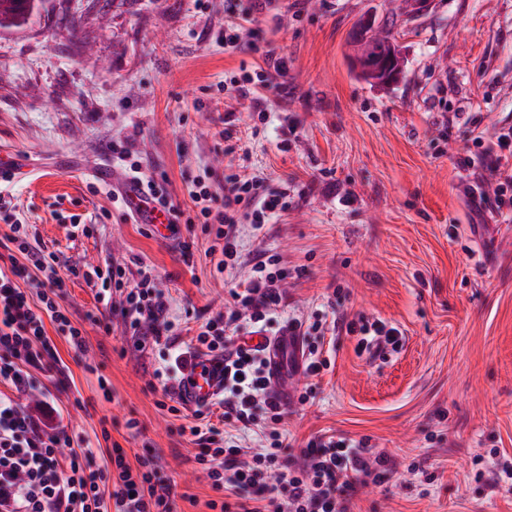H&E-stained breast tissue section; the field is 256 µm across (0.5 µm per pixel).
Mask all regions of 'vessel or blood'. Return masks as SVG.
<instances>
[{"label":"vessel or blood","instance_id":"vessel-or-blood-1","mask_svg":"<svg viewBox=\"0 0 512 512\" xmlns=\"http://www.w3.org/2000/svg\"><path fill=\"white\" fill-rule=\"evenodd\" d=\"M125 208L140 224L164 227L168 218L161 207L145 202L142 192L134 185H126L122 192ZM249 345L261 347L267 362L268 385L282 401L292 402L294 386L292 374L302 365V339L288 329L277 335L249 336ZM224 391V362L202 356L185 371L177 394L188 408H197L212 402Z\"/></svg>","mask_w":512,"mask_h":512}]
</instances>
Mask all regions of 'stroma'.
Wrapping results in <instances>:
<instances>
[{
  "instance_id": "1",
  "label": "stroma",
  "mask_w": 512,
  "mask_h": 512,
  "mask_svg": "<svg viewBox=\"0 0 512 512\" xmlns=\"http://www.w3.org/2000/svg\"><path fill=\"white\" fill-rule=\"evenodd\" d=\"M392 8L276 0L259 7L249 47L234 53L219 39L224 0H41L26 24L0 30V149L24 166L0 184V200L58 256L64 305L87 341L79 356L48 329L69 377L62 386L43 374V391L70 434L95 444L110 432L132 464L154 448L177 512H210L216 493L179 433L194 411L160 409L154 373L195 345L202 315L231 303L260 251L289 271L279 321L362 316L403 333L374 359L357 353L356 337L326 332L331 366L288 419L292 448L320 434L366 438L398 468L415 462L434 476L367 487L350 512H512V490L475 479L490 450L512 460V222L490 201L471 203L458 164L479 132L512 126V0H431L394 24L404 72L379 88L352 72L349 43L364 17L392 24ZM268 52L288 62L286 92L267 91L270 117L255 136L247 102L214 86ZM226 129L249 147L246 173L289 187L291 201L277 222L242 226L231 276L206 257L201 230L145 235L110 187L89 191L90 168L112 163L117 143L146 173L165 172L171 200L192 210L193 180L223 183L234 163ZM62 153L71 171L56 169ZM75 215L90 234L73 230ZM189 238L191 269L179 253ZM112 261L154 268L176 345L136 350L120 311L67 273Z\"/></svg>"
}]
</instances>
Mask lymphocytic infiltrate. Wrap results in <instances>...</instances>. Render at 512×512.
I'll return each mask as SVG.
<instances>
[{
  "label": "lymphocytic infiltrate",
  "mask_w": 512,
  "mask_h": 512,
  "mask_svg": "<svg viewBox=\"0 0 512 512\" xmlns=\"http://www.w3.org/2000/svg\"><path fill=\"white\" fill-rule=\"evenodd\" d=\"M283 58L266 54L263 67L230 77L222 89L247 99L270 86V74H285ZM474 156L461 159L463 168L480 167L496 182V201L503 220L512 221V128L493 137L477 138ZM112 151L126 164L131 179L148 200L167 209L174 223L201 224L213 234L208 257L218 270H233L242 257L239 227L261 229L289 208L288 194L269 187L259 177L237 173L224 177L222 188L198 179L191 198L194 213H187L168 197L162 181L145 175L134 153L122 146ZM0 222L7 224L8 243L14 254L0 264V378L11 394L0 393V512H174L173 486L162 474L157 455L131 467L121 446H113L105 463L97 449L75 445L48 401L26 411L22 400L38 389L37 373L50 370L65 375L46 322H54L67 343L85 352L82 323L71 320L63 305L66 284L58 276L55 253L32 247L28 234L12 208L0 205ZM71 275L100 281L108 294L122 298L125 331L139 350L175 334L167 316V298L152 267L142 266L136 281H129L121 264L71 268ZM288 272L279 255L267 251L253 258V276L244 291L233 292V308L208 318L200 326L196 343L175 357L177 369L190 359L213 355L224 361L222 419L243 428L265 429L268 448L259 452L227 445L224 431L211 422L189 425L187 431L199 451L195 456L212 489L222 501H209L211 512H347L345 501L370 480L396 473L391 455L371 446L368 439L319 436L298 455H285L287 407L268 388L265 363L247 347L243 326L260 332L281 306L282 282ZM40 280L37 296L20 287L22 279ZM334 329L357 337V349L371 351L377 344L398 347L402 332L382 321L339 320Z\"/></svg>",
  "instance_id": "f902f5d3"
}]
</instances>
